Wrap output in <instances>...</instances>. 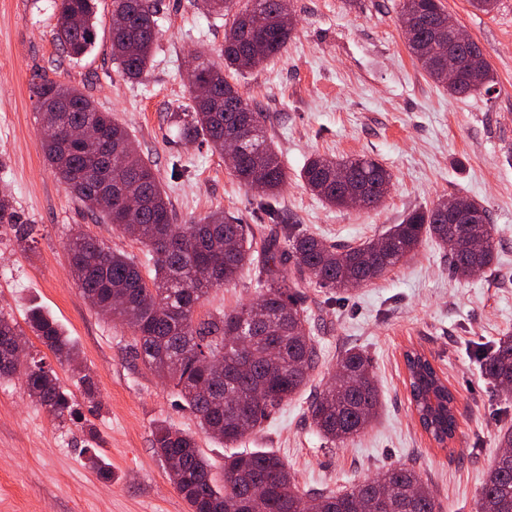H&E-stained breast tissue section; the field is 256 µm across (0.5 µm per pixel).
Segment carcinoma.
<instances>
[{
  "instance_id": "carcinoma-1",
  "label": "carcinoma",
  "mask_w": 512,
  "mask_h": 512,
  "mask_svg": "<svg viewBox=\"0 0 512 512\" xmlns=\"http://www.w3.org/2000/svg\"><path fill=\"white\" fill-rule=\"evenodd\" d=\"M234 0H204L210 14H233L224 33V66L197 64L188 75L191 104L180 120L187 141L201 136L222 151L227 140L237 144L229 166L244 185L261 190L263 209L277 223L253 250V228L212 211L195 224L174 223L170 203L151 165L140 155L127 129L112 113L102 111L79 89L47 79L33 86L43 129L95 123L103 138L86 144L57 134L45 135L44 157L60 180L103 222L133 235L155 258L146 279L127 255L97 238L79 233L69 245L68 263L78 287L101 314L133 330L134 360L177 389L198 419L200 429L232 447L261 427L272 413L302 391L319 357L303 323L305 285L312 276L338 293L364 285L411 257L422 237L429 236L448 256L458 278L492 269L496 239L487 209L461 196L466 223L443 212L438 204L409 212L378 239L358 246L328 245L300 224L285 220L272 200L288 181L281 156L266 137L261 113L243 97L234 75L242 74L281 53L295 29L287 0H253L232 10ZM119 25L112 26V59L127 78L148 70L158 38V0H112ZM445 13L441 0H402L401 22L409 52L448 95L468 97L490 90L489 66L476 70L472 57L482 51L476 42L453 59L439 51L427 21ZM96 38L94 0H59L56 39L72 59H80ZM456 80L443 79L448 66ZM300 177L330 206L379 207L391 186L390 172L368 158L307 159ZM16 240L29 235L28 225L11 198L0 196V225ZM259 267L260 297L231 312L197 313L216 288L234 282L243 270ZM26 323L61 363L78 366V352L69 336L49 315L30 310ZM24 331L0 312V381L21 373L28 396L54 418L80 419L77 403L59 384L43 360L16 364L10 357ZM247 340L238 350L233 338ZM224 353V375L208 357ZM485 377L506 395L512 394V336H503L481 354ZM411 402L422 429L447 444L456 429L455 397L418 350L405 353ZM381 401L368 356L354 348L337 360L331 383L309 403L308 416L318 432L334 444L362 433L379 414ZM502 451L487 473L476 512H512V429L500 436ZM153 447L190 512H442L421 476L412 468L393 467L350 488L306 500L288 466L273 452L249 450L224 458V486L211 477V464L195 437L159 424Z\"/></svg>"
}]
</instances>
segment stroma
Returning a JSON list of instances; mask_svg holds the SVG:
<instances>
[{
    "instance_id": "1",
    "label": "stroma",
    "mask_w": 512,
    "mask_h": 512,
    "mask_svg": "<svg viewBox=\"0 0 512 512\" xmlns=\"http://www.w3.org/2000/svg\"><path fill=\"white\" fill-rule=\"evenodd\" d=\"M442 3L480 46L494 75L490 91L454 98L434 83L407 50L399 0H360L352 8L343 0H288L296 29L287 48L237 80L288 171L275 206L308 232L356 246L411 210L465 196L490 213L498 241L492 270L453 276L426 237L407 261L348 293L308 282L306 329L320 363L306 387L241 445L276 453L310 492L405 466L426 479L443 512H474L499 435L512 427V398L487 382L477 356L479 346L512 334V0H499L489 14L469 0ZM95 11V44L75 60L55 37L56 0H0V192L33 227L26 245L0 228V310L20 323L33 308L54 317L95 382L87 399L72 368L28 335L31 356L53 368L82 421L54 420L31 401L23 375L0 381V512H188L154 452L161 422L195 436L215 479L229 453L200 430L172 384L133 360L131 330L81 295L67 260L73 234L96 237L146 274L151 257L92 214L45 162L33 83L46 77L77 87L123 123L160 178L175 223L221 210L266 232L273 226L258 208L261 193L241 185L206 140H183L174 118L190 102L192 55L224 62V17L209 14L203 0H160L151 66L131 80L112 59V0H95ZM313 155L382 163L392 174L383 204L327 206L300 179ZM258 294L251 267L211 292L200 311L229 312ZM349 348L370 357L382 408L339 446L317 432L307 408ZM412 348L427 355L455 396L456 432L447 446L422 430L411 404L404 354ZM89 448L99 449L111 480L87 463Z\"/></svg>"
}]
</instances>
